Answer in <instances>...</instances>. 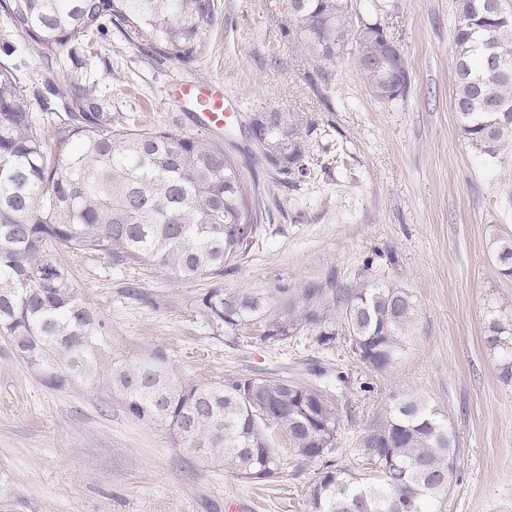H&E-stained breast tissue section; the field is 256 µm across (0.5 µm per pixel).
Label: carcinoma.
I'll return each instance as SVG.
<instances>
[{
  "label": "carcinoma",
  "instance_id": "carcinoma-1",
  "mask_svg": "<svg viewBox=\"0 0 512 512\" xmlns=\"http://www.w3.org/2000/svg\"><path fill=\"white\" fill-rule=\"evenodd\" d=\"M359 3L362 12L354 0H288V32L314 57L307 79L326 102L345 55L377 99L408 92L407 64L389 51L384 27L366 18L395 4ZM456 10L453 105L464 138L494 158L512 142V13L501 0H456ZM0 13L58 65L76 59L73 47H89L107 22L151 57L195 62L221 17L217 0H0ZM14 68L0 61V336L30 369L60 388L103 381L132 417L171 426L181 451L254 484L280 474L267 429L281 427L297 456L325 460L310 487L314 512H430L448 496L459 448L447 415L425 399L395 395L370 422L363 455L371 474L359 478L328 460L340 415L316 385L273 376L204 385L170 375L159 357L132 366L104 361L106 322L76 294L59 247L212 281L196 309L232 340L256 334L279 343L311 331L329 345L336 322L375 372L404 351L418 306L390 281L273 294L224 289V271L255 245L263 217L224 147L145 126L137 115L115 125L110 112L82 109L40 125ZM250 127L276 175L291 186L314 178L308 117L269 107L252 113ZM493 257L500 274L512 276V236L496 240ZM486 343L512 378V327L493 311Z\"/></svg>",
  "mask_w": 512,
  "mask_h": 512
}]
</instances>
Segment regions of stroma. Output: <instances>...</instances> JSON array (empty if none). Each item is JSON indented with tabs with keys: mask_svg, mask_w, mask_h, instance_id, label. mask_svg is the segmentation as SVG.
Returning <instances> with one entry per match:
<instances>
[{
	"mask_svg": "<svg viewBox=\"0 0 512 512\" xmlns=\"http://www.w3.org/2000/svg\"><path fill=\"white\" fill-rule=\"evenodd\" d=\"M218 2L228 21L189 65L148 59L110 26L94 55L62 67L48 65L1 15L0 44L17 50L16 78L37 121L51 118L40 98L80 85L113 118L136 112L146 125L223 143L268 213L257 243L225 272V289L393 281L415 295L418 326L385 373L368 370L341 338L328 346L302 337L233 343L194 307L207 282L176 280L146 261L115 266L60 249L74 288L108 326V359L125 365L159 356L169 372L201 384L273 373L333 389L342 411L334 459L357 473L365 470L364 429L391 397L427 399L446 413L459 448L439 512H512V380L484 342L490 310L512 318V277L500 274L492 254L494 238L512 233V211L502 205L512 191V144L492 158L461 134L453 106L455 0H397L381 16L409 70L404 97L377 99L344 58L328 104L306 78L313 59L285 30L287 0ZM212 79L223 81L236 114L216 135L169 95L177 83ZM262 106L315 122L310 147L324 166L316 180L290 188L269 172L242 127L246 113ZM133 287L139 296L130 295ZM313 361L324 376L308 373ZM340 372L349 379L341 389ZM363 382L371 392H360ZM275 436L279 477L245 482L185 455L171 427L130 416L104 384H47L0 338V504L10 512H225L230 500L253 512H312L309 487L322 464L296 456L283 430Z\"/></svg>",
	"mask_w": 512,
	"mask_h": 512,
	"instance_id": "1",
	"label": "stroma"
}]
</instances>
